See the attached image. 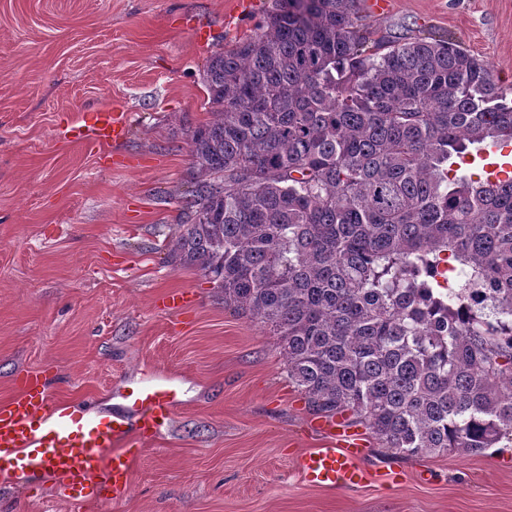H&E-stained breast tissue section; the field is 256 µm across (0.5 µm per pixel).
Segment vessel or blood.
Wrapping results in <instances>:
<instances>
[{
    "label": "vessel or blood",
    "mask_w": 512,
    "mask_h": 512,
    "mask_svg": "<svg viewBox=\"0 0 512 512\" xmlns=\"http://www.w3.org/2000/svg\"><path fill=\"white\" fill-rule=\"evenodd\" d=\"M89 128L101 145L119 142L126 134L120 113H95ZM126 400L136 415L133 429L119 415L107 419L52 404L46 378L28 376L19 393L0 406V477L28 485L49 475L62 499L121 500L132 468L130 440L160 434L177 403L174 389L160 382L131 389ZM317 429L332 445L301 456L305 479L329 488L359 486L365 478L360 466L365 450L358 435L333 420L318 422Z\"/></svg>",
    "instance_id": "vessel-or-blood-1"
}]
</instances>
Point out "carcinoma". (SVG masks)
<instances>
[{
    "label": "carcinoma",
    "instance_id": "cac0c4a2",
    "mask_svg": "<svg viewBox=\"0 0 512 512\" xmlns=\"http://www.w3.org/2000/svg\"><path fill=\"white\" fill-rule=\"evenodd\" d=\"M203 82L179 264L385 447H512V178L457 174L512 143L491 67L449 37L372 38L358 0H273Z\"/></svg>",
    "mask_w": 512,
    "mask_h": 512
}]
</instances>
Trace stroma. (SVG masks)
Segmentation results:
<instances>
[{
	"mask_svg": "<svg viewBox=\"0 0 512 512\" xmlns=\"http://www.w3.org/2000/svg\"><path fill=\"white\" fill-rule=\"evenodd\" d=\"M270 0H0V405L30 372L54 403L108 415L128 387L171 377L178 402L137 439L116 503L0 483V512H512V448L405 456L357 426L367 480L309 484L328 447L276 337L174 263L187 131L211 118L203 69L253 35ZM381 31L453 36L512 88V0H393ZM206 27L212 36L196 41ZM125 137L77 140L85 114ZM182 293L179 310L166 292ZM84 122L93 132V141L99 145L117 143L126 134V122L121 113L97 112L92 115L90 124Z\"/></svg>",
	"mask_w": 512,
	"mask_h": 512,
	"instance_id": "obj_1",
	"label": "stroma"
}]
</instances>
